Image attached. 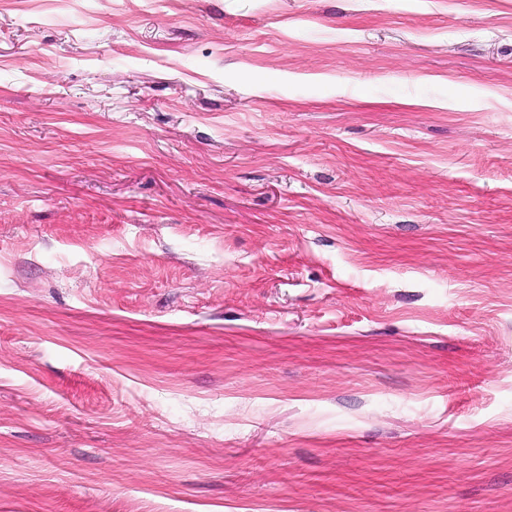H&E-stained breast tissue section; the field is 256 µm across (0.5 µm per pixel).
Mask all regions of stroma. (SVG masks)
<instances>
[{"label":"stroma","instance_id":"1","mask_svg":"<svg viewBox=\"0 0 512 512\" xmlns=\"http://www.w3.org/2000/svg\"><path fill=\"white\" fill-rule=\"evenodd\" d=\"M0 512H512V0H0Z\"/></svg>","mask_w":512,"mask_h":512}]
</instances>
